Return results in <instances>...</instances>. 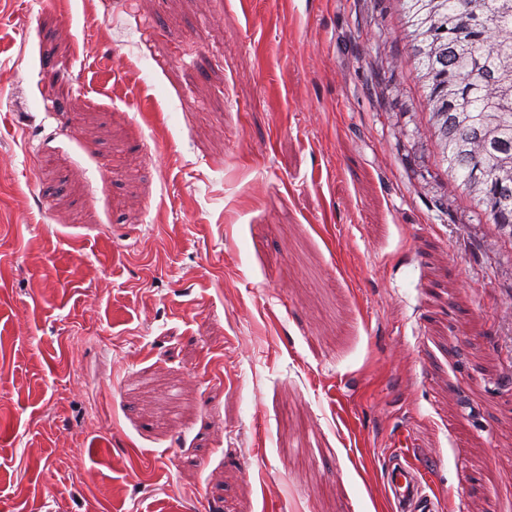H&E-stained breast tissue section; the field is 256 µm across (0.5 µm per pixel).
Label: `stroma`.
<instances>
[{
  "label": "stroma",
  "mask_w": 512,
  "mask_h": 512,
  "mask_svg": "<svg viewBox=\"0 0 512 512\" xmlns=\"http://www.w3.org/2000/svg\"><path fill=\"white\" fill-rule=\"evenodd\" d=\"M398 4L0 0V512H394L403 439L512 512V241Z\"/></svg>",
  "instance_id": "obj_1"
}]
</instances>
